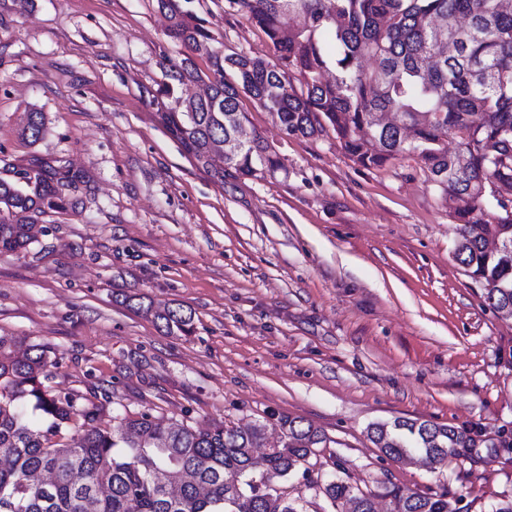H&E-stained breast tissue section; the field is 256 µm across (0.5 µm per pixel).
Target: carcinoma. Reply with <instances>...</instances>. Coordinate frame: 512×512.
<instances>
[{
    "label": "carcinoma",
    "instance_id": "cac0c4a2",
    "mask_svg": "<svg viewBox=\"0 0 512 512\" xmlns=\"http://www.w3.org/2000/svg\"><path fill=\"white\" fill-rule=\"evenodd\" d=\"M167 36L186 49L162 55L152 94L158 123L193 160L212 167L215 149L239 173L278 167L262 137L240 138L246 96L277 115L287 137L312 138L331 128L354 162L369 168L413 156L461 224L453 260L484 287L495 312L512 315V209L493 187L512 193V5L504 0H227L272 42L266 61L220 54L193 0H156ZM206 59L203 71L197 59ZM373 61L366 69L365 60ZM44 115L27 113L21 136L35 143ZM456 139L448 152L444 142ZM80 173L42 169L0 179V252H22L34 227L70 205L66 189ZM167 334L188 336L194 314L162 311L124 296ZM50 347L0 334V512H307L300 496L276 489L290 480L325 434L300 417L271 412L242 425L198 430L151 413L116 415L109 428H85L103 407H79L76 394L46 388ZM268 479L253 476L252 449L267 428ZM383 456H425L443 466L475 439L464 430L397 418L369 428ZM347 512H374L376 494L332 479L320 487ZM391 512H460L448 495L404 494L384 486Z\"/></svg>",
    "mask_w": 512,
    "mask_h": 512
}]
</instances>
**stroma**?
<instances>
[{
  "label": "stroma",
  "instance_id": "1",
  "mask_svg": "<svg viewBox=\"0 0 512 512\" xmlns=\"http://www.w3.org/2000/svg\"><path fill=\"white\" fill-rule=\"evenodd\" d=\"M217 50L265 59V33L224 0H194ZM156 0H0V177L47 160L83 173L72 208L30 251L0 253V334L51 346L47 385L82 404L191 427L275 411L327 436L289 482L448 494L463 512L512 495V319L454 263L459 224L416 158L360 167L334 133L284 136L242 98L246 128L282 166L261 177L198 169L156 121L162 56L180 58ZM37 108L46 130L18 133ZM192 310L166 335L123 305ZM467 431L445 467L383 456L368 428L394 418Z\"/></svg>",
  "mask_w": 512,
  "mask_h": 512
}]
</instances>
